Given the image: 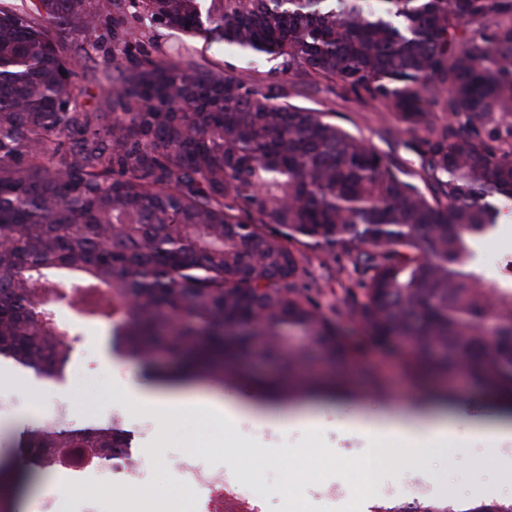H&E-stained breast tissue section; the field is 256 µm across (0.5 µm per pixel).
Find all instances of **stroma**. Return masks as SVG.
Instances as JSON below:
<instances>
[{
    "mask_svg": "<svg viewBox=\"0 0 512 512\" xmlns=\"http://www.w3.org/2000/svg\"><path fill=\"white\" fill-rule=\"evenodd\" d=\"M90 42L96 43V50L82 54L79 60L81 102L87 111L100 113L101 122L106 125L112 121L107 90L116 75L110 63L112 33L100 29L80 35L74 38L72 46L81 50ZM259 76L296 83L300 91L299 104L328 111L337 125L363 136L403 168H418L420 148L416 135L404 130L383 105H363L337 82L322 80L312 86L304 80L293 79L292 75L282 72L275 60L265 62ZM476 253L486 278L497 279L500 260L512 255V224L480 239ZM346 280L343 274L320 279L319 309L335 317L347 336L359 342V353L348 368H332L314 360L308 370L322 380L346 381L351 393L334 398L289 401V408L315 410L320 424L313 430H293L275 441L252 438L247 425L225 426L212 421L203 411L153 415V431L142 432L144 411L130 405L114 381L121 378L150 383L153 375L145 372L136 360L111 356L106 326L88 320L77 321L66 303L57 304L60 322L72 327L77 336L71 353L77 365L68 380L36 381L11 366L0 364V392L15 396L19 402L12 414L0 417V464L20 470L16 443L24 431L21 419L29 417L33 422H40L54 404L63 399L70 405V422L77 426L105 419L115 409H122L125 413L123 427L131 437L132 449L150 464L151 479L146 485L128 479L115 486L97 476L89 478L70 470L52 469L17 486L10 477L0 475V512H37L39 504L47 500L55 501L61 512H76L79 503L92 496L102 499L110 512H176L168 490L180 486L182 479L171 470L170 463L174 458L197 454L205 455L216 470L247 479H266L270 512H323L324 504L316 488L321 482L335 479L348 484L353 492L350 500L338 504V512H364L362 498L367 480L362 461L344 458L346 445L356 444L377 457L386 479H401L403 473L392 463L391 442L345 432L349 421L396 414L418 406L440 407L451 414L461 405L470 415L497 417L498 412L489 399L474 390L470 382L441 377L415 385L400 358L362 344V327L343 302L342 286ZM237 370L238 377L221 382L195 380L189 382L188 387L223 400L264 405L268 402V384L279 380L283 374L278 362L254 358L238 362ZM33 383L39 384V393L30 391ZM485 445V440L473 437L466 428H459L451 450L433 452L414 476L436 485L442 497L452 500L479 502L502 498L508 486L498 469L482 465L478 450ZM119 487L124 488V495H116Z\"/></svg>",
    "mask_w": 512,
    "mask_h": 512,
    "instance_id": "stroma-1",
    "label": "stroma"
}]
</instances>
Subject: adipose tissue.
Segmentation results:
<instances>
[{"label": "adipose tissue", "instance_id": "ef3b65f1", "mask_svg": "<svg viewBox=\"0 0 512 512\" xmlns=\"http://www.w3.org/2000/svg\"><path fill=\"white\" fill-rule=\"evenodd\" d=\"M123 390L130 404L146 410L202 409L210 412L215 420L230 425L247 422L259 427H273L285 434L295 428L313 429L319 423L314 414L293 415L284 409L257 406L249 409L240 403L208 397L169 395L142 382H124ZM349 429L377 441L395 440L398 445L396 464L410 465L420 462L431 447L447 445L456 432L457 422L443 414L414 410L374 419L360 417L350 423Z\"/></svg>", "mask_w": 512, "mask_h": 512}]
</instances>
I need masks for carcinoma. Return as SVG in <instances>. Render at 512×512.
Returning a JSON list of instances; mask_svg holds the SVG:
<instances>
[{
  "label": "carcinoma",
  "mask_w": 512,
  "mask_h": 512,
  "mask_svg": "<svg viewBox=\"0 0 512 512\" xmlns=\"http://www.w3.org/2000/svg\"><path fill=\"white\" fill-rule=\"evenodd\" d=\"M0 0V362L62 380L73 338L53 305L82 285L112 353L162 379L215 375L245 354L353 350L313 296V263L346 259L345 303L368 342L414 379L466 370L512 396V259L504 283L475 271L478 240L512 203V0ZM138 26H131L128 20ZM112 25L120 76L112 123L80 103L67 41ZM276 58L297 77L339 80L422 132L416 185L389 156L291 101L293 86L180 55L130 57L139 28ZM129 57L122 69L120 55ZM448 113L438 122L437 113ZM340 385L280 381L275 397ZM18 447L29 472L87 456L107 465L129 439L111 418L61 413ZM375 512H512V498Z\"/></svg>",
  "instance_id": "cac0c4a2"
}]
</instances>
